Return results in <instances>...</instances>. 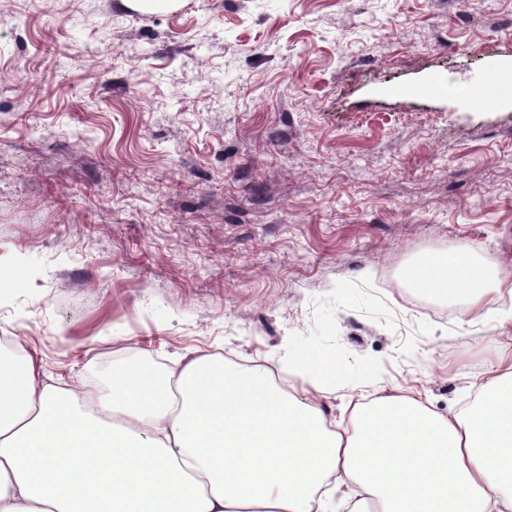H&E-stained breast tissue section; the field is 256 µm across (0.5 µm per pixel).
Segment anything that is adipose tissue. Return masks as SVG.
Instances as JSON below:
<instances>
[{"instance_id":"1","label":"adipose tissue","mask_w":512,"mask_h":512,"mask_svg":"<svg viewBox=\"0 0 512 512\" xmlns=\"http://www.w3.org/2000/svg\"><path fill=\"white\" fill-rule=\"evenodd\" d=\"M408 284L467 288L470 309L512 294L468 249L415 263ZM301 385L223 356L49 380L37 357L0 355V512H512V344L475 384L476 408L439 414L379 389L349 426L321 401L335 360L289 356Z\"/></svg>"}]
</instances>
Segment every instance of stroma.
I'll return each mask as SVG.
<instances>
[{
  "mask_svg": "<svg viewBox=\"0 0 512 512\" xmlns=\"http://www.w3.org/2000/svg\"><path fill=\"white\" fill-rule=\"evenodd\" d=\"M512 0H0V338L49 375L328 355L465 413L504 337L403 286L459 246L512 281ZM441 81L438 93L426 92ZM511 82V73L488 75L484 77L480 82L471 85L469 93H480L482 101L486 104H491L494 102L500 87L509 84L511 85Z\"/></svg>",
  "mask_w": 512,
  "mask_h": 512,
  "instance_id": "1",
  "label": "stroma"
}]
</instances>
